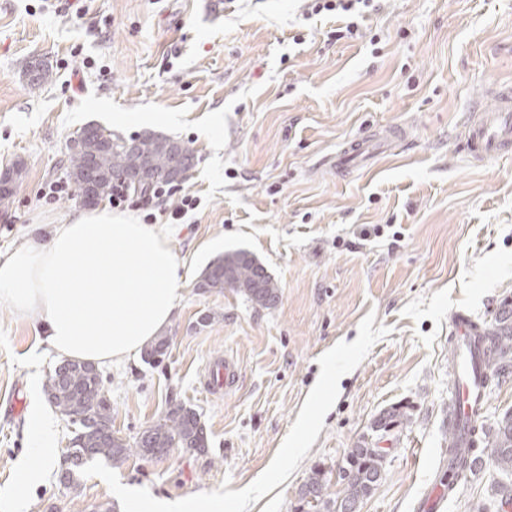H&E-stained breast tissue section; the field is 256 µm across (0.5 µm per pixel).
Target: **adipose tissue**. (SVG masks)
I'll return each mask as SVG.
<instances>
[{"label": "adipose tissue", "mask_w": 512, "mask_h": 512, "mask_svg": "<svg viewBox=\"0 0 512 512\" xmlns=\"http://www.w3.org/2000/svg\"><path fill=\"white\" fill-rule=\"evenodd\" d=\"M185 265L170 232L107 209L80 210L60 224H33L23 243L0 252V303L38 315L58 356L98 367L134 358L169 324ZM59 465L48 417L32 415L30 455L4 503L18 512L31 483ZM123 512H224L223 495L166 498L148 488L116 489Z\"/></svg>", "instance_id": "ef3b65f1"}]
</instances>
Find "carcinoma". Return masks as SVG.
Listing matches in <instances>:
<instances>
[{"mask_svg": "<svg viewBox=\"0 0 512 512\" xmlns=\"http://www.w3.org/2000/svg\"><path fill=\"white\" fill-rule=\"evenodd\" d=\"M81 147L69 156L68 177L77 190L92 185L96 205L110 196L112 185L121 175L136 169L141 161H148L156 178L164 176L174 160H179L190 170L196 165L194 150L182 141L148 132L126 140L102 131L89 124L78 134ZM198 287L205 291H223L231 288L243 295L253 305L270 309L278 301V286L266 266L250 251H227L212 261L204 270ZM484 330H475V338L486 341L485 369L504 371L512 362V333L502 336H483ZM170 338L157 336L144 346L150 360L167 355ZM49 403L75 425L74 436L63 456L67 467L62 477L75 480L79 469L96 459L114 463L130 455L155 458L168 454L173 448L198 449L206 447L207 436L198 414L182 404H173L152 425L144 429L131 443L114 435L112 431V406L104 392L101 372L92 364L66 361L55 368L44 389ZM406 416L398 408L384 412L374 424L375 430L400 426ZM475 440L469 446H458L457 431L448 429V454L455 459L461 472L472 471L476 458L472 456ZM383 449L361 441L348 450L346 463L350 474L343 479L336 499L322 500V472L314 469L303 485L300 500H313L325 512H352L358 503L369 496L381 478ZM492 467L507 478L512 477V420L502 424L495 436L490 455Z\"/></svg>", "mask_w": 512, "mask_h": 512, "instance_id": "carcinoma-1", "label": "carcinoma"}]
</instances>
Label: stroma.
<instances>
[{
  "instance_id": "1",
  "label": "stroma",
  "mask_w": 512,
  "mask_h": 512,
  "mask_svg": "<svg viewBox=\"0 0 512 512\" xmlns=\"http://www.w3.org/2000/svg\"><path fill=\"white\" fill-rule=\"evenodd\" d=\"M346 24L308 15L304 0H231L215 20L202 0H0V169L26 164L0 208L1 250L29 225L82 210L78 192L55 198L49 186L67 183L69 144L86 124L125 139L151 130L197 156L151 209L138 191L124 205L176 226L188 275L167 355L103 376L116 436L133 440L180 403L199 414L207 446L91 463L76 484L33 486L21 512H119L118 484L171 498L216 491L224 512H317L300 501L311 471L335 497L348 449L378 440L374 420L396 406L408 420L359 512H415L445 483L451 316L491 324L512 302V152L478 163L461 144L469 113L493 104L488 86H512V0H380L358 37L328 39ZM34 59L53 70L38 88L24 77ZM390 127L406 132L395 149L337 169L346 141ZM186 194L196 208L173 218ZM236 249L277 281V307L198 288ZM40 332L38 317L0 303V490L60 363ZM226 355L239 381L211 393L204 373ZM510 417L512 367L489 380L484 464L441 512L492 500L487 458Z\"/></svg>"
}]
</instances>
